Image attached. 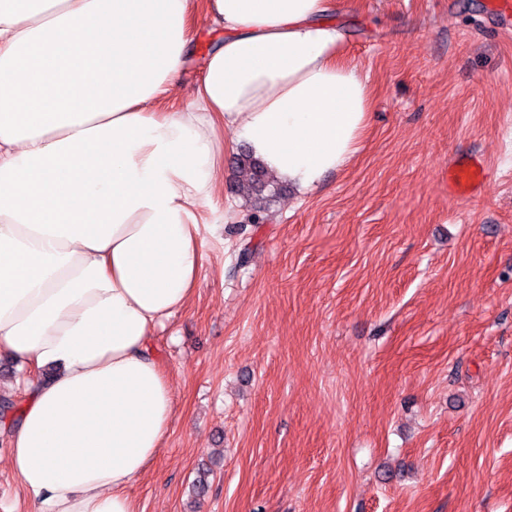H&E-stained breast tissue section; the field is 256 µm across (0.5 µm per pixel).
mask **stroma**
Segmentation results:
<instances>
[{"instance_id": "35a3bbf8", "label": "stroma", "mask_w": 512, "mask_h": 512, "mask_svg": "<svg viewBox=\"0 0 512 512\" xmlns=\"http://www.w3.org/2000/svg\"><path fill=\"white\" fill-rule=\"evenodd\" d=\"M487 2L334 0L371 121L314 192L255 200L226 151L193 296L154 333L174 412L137 512H512V28ZM191 36L160 111L223 33L201 9ZM460 163L484 169L464 193ZM24 373L0 354L1 424ZM29 509L1 436L0 512Z\"/></svg>"}]
</instances>
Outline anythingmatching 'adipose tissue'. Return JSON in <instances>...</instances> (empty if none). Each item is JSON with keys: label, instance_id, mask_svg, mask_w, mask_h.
<instances>
[{"label": "adipose tissue", "instance_id": "1", "mask_svg": "<svg viewBox=\"0 0 512 512\" xmlns=\"http://www.w3.org/2000/svg\"><path fill=\"white\" fill-rule=\"evenodd\" d=\"M196 8L0 0V352L32 371L8 457L32 512H137L174 409L153 336L192 296L227 141L310 192L369 124L329 0H208L224 37L155 111Z\"/></svg>", "mask_w": 512, "mask_h": 512}]
</instances>
